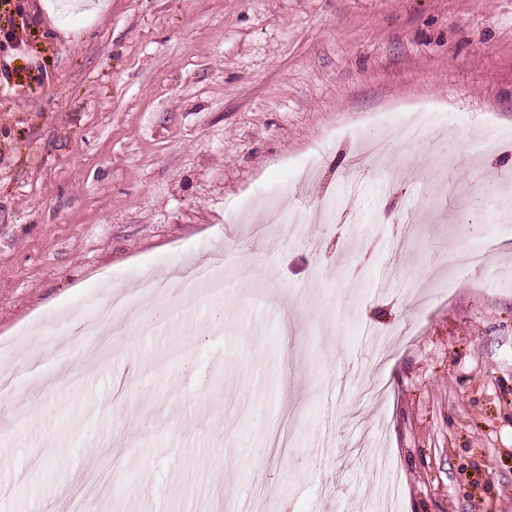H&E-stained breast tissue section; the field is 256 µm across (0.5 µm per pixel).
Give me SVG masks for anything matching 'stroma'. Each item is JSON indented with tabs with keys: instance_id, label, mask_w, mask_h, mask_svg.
<instances>
[{
	"instance_id": "1",
	"label": "stroma",
	"mask_w": 512,
	"mask_h": 512,
	"mask_svg": "<svg viewBox=\"0 0 512 512\" xmlns=\"http://www.w3.org/2000/svg\"><path fill=\"white\" fill-rule=\"evenodd\" d=\"M52 2L0 0V512L91 471L99 512H512V0ZM277 187L341 208L246 222ZM213 255L223 292L116 313L105 365L60 349L101 286ZM435 111L416 112L391 126L390 136L401 142H418L436 119Z\"/></svg>"
}]
</instances>
